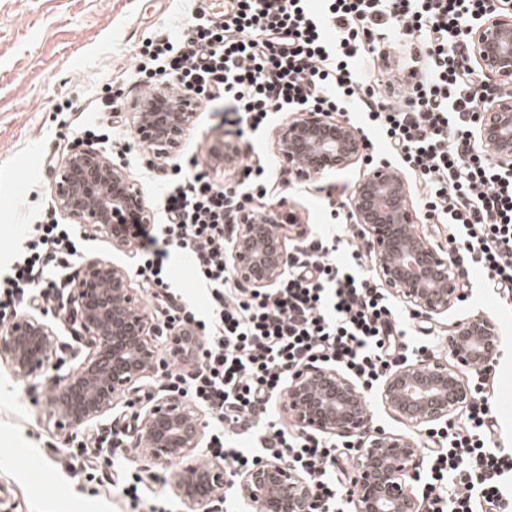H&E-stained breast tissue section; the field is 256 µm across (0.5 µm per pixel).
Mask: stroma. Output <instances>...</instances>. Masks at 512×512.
<instances>
[{"mask_svg":"<svg viewBox=\"0 0 512 512\" xmlns=\"http://www.w3.org/2000/svg\"><path fill=\"white\" fill-rule=\"evenodd\" d=\"M211 0H0V270L9 267L23 227L53 209L52 186L69 148L93 146L114 161H124L155 203L161 160L140 147H127L124 123H107L104 108L121 95L122 111H131L148 78L135 68L139 47L156 34H174ZM198 117L174 163L195 162L223 181L225 168L212 151L223 140V115L199 101ZM260 158L273 164L279 184L277 203L298 213L302 224L325 227L334 213H346L348 200L326 197L329 185L355 186L365 169L356 164L314 181L287 186L291 176L278 156L271 129L250 138ZM481 271L469 273L467 302L457 303L432 329L447 336L453 320L485 314L507 337L494 362L497 444L512 451V304L483 286ZM58 373L48 370L21 379L0 363V494L6 512H134L106 483L88 482L66 469L72 446L57 430L47 401ZM102 428L120 432L125 463L158 475L171 488L176 464L161 465L133 443L134 411L116 413Z\"/></svg>","mask_w":512,"mask_h":512,"instance_id":"stroma-1","label":"stroma"}]
</instances>
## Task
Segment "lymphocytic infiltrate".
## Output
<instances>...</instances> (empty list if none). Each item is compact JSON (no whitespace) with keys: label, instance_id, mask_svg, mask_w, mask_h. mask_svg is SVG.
I'll return each instance as SVG.
<instances>
[{"label":"lymphocytic infiltrate","instance_id":"1","mask_svg":"<svg viewBox=\"0 0 512 512\" xmlns=\"http://www.w3.org/2000/svg\"><path fill=\"white\" fill-rule=\"evenodd\" d=\"M486 0H224L223 12L193 14L176 36L159 35L137 55L170 88L224 107L237 138L279 112L362 114L386 144L381 161L411 176L427 220L447 227L460 265L484 272V286L512 302V172L472 137L481 105L496 95L478 82L464 26ZM415 45L420 76L396 96L383 90L369 52L394 28ZM238 192L203 171L161 183V223L140 232L139 276L152 287L162 329L177 334L180 356L165 386L210 414L206 460L248 470L257 455L285 460L316 497L313 512H345L353 456L344 443L286 428L271 416L293 368L335 367L367 390L425 346L418 315L365 273L356 232L316 233L300 242L287 278L268 292L242 287L224 257L241 207L267 198L264 165L238 167ZM80 249L73 228L51 215L26 225L6 275L0 317L39 301L64 300L63 276ZM192 258L209 307L167 281L170 251ZM349 255L338 262L337 252ZM491 372L474 382L466 412L443 425L424 488L429 512H512V453L495 450ZM143 512H171L161 493L144 496L143 475L116 480Z\"/></svg>","mask_w":512,"mask_h":512}]
</instances>
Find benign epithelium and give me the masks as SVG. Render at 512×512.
Masks as SVG:
<instances>
[{"mask_svg":"<svg viewBox=\"0 0 512 512\" xmlns=\"http://www.w3.org/2000/svg\"><path fill=\"white\" fill-rule=\"evenodd\" d=\"M473 61L503 90L488 100L477 129L479 143L497 162L512 168V4L491 0L487 15L469 27ZM196 99L174 96L161 85L133 107L135 142L154 157H168L197 118ZM276 151L288 172L305 181L364 160L359 130L325 112H301L274 132ZM413 186L387 163L364 171L350 196L348 215L367 238L371 265L400 302L432 320L448 314L464 293L466 275L448 250L430 240L412 206ZM55 208L63 216L132 252L138 228L154 223L141 186L126 166L93 148L73 147L53 185ZM298 216L280 208L261 220L243 210L227 238L225 259L245 288L268 290L285 277L294 252L286 228ZM64 316L88 338L89 352L60 377L49 397L50 414L69 435L91 431L120 406L132 404L134 385L161 376L152 337L161 329L145 310L130 270L104 257L82 259L71 280ZM503 343L498 324L485 315L453 322L449 360H418L386 374L374 399L357 382L331 367L293 371L280 396V410L302 432L337 436L352 443L356 475L353 512H426L410 488L420 479L425 457L407 433L373 425L371 401L406 426L445 424L471 401L469 375L487 366ZM57 332L46 313L25 312L0 322V360L14 375L34 377L56 364ZM204 412L179 396L157 395L135 412V448L159 464L177 463L176 495L188 512L224 497L233 483L249 512H311L315 495L308 480L285 461H265L248 471L227 474L224 462L201 466Z\"/></svg>","mask_w":512,"mask_h":512,"instance_id":"obj_1","label":"benign epithelium"}]
</instances>
